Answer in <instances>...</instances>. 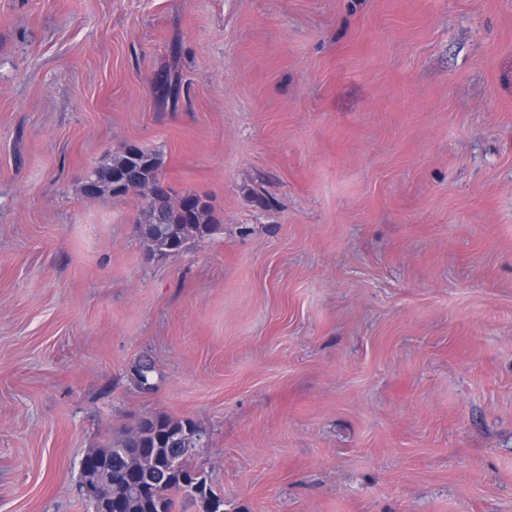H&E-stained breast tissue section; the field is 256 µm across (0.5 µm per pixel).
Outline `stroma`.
I'll return each instance as SVG.
<instances>
[{
  "label": "stroma",
  "instance_id": "1",
  "mask_svg": "<svg viewBox=\"0 0 512 512\" xmlns=\"http://www.w3.org/2000/svg\"><path fill=\"white\" fill-rule=\"evenodd\" d=\"M159 416L224 512H512V0H0V512ZM160 154L136 145H129L117 155L105 158L83 184V193L97 197L110 193L127 195L131 188L165 186ZM139 229L152 252L180 251L189 238H205L216 230V219L208 197L186 193L169 202L140 193Z\"/></svg>",
  "mask_w": 512,
  "mask_h": 512
}]
</instances>
